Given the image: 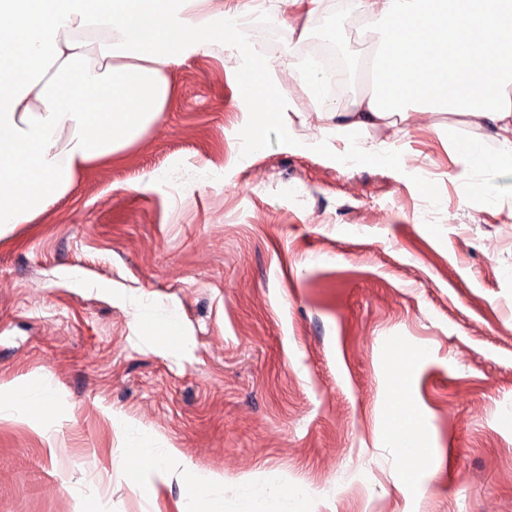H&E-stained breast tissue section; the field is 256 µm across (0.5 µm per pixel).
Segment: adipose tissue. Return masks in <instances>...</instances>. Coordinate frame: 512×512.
<instances>
[{
    "label": "adipose tissue",
    "mask_w": 512,
    "mask_h": 512,
    "mask_svg": "<svg viewBox=\"0 0 512 512\" xmlns=\"http://www.w3.org/2000/svg\"><path fill=\"white\" fill-rule=\"evenodd\" d=\"M297 21L341 10L378 34L376 78L348 105L327 103L322 143L342 162L389 157L401 132L445 112L480 130L459 152L479 171L512 167V0H289ZM253 0H0V236L68 194L87 169L136 144L168 108L167 67L206 48L209 23L243 70L262 66L237 27Z\"/></svg>",
    "instance_id": "obj_1"
}]
</instances>
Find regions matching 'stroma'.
<instances>
[{"label": "stroma", "instance_id": "35a3bbf8", "mask_svg": "<svg viewBox=\"0 0 512 512\" xmlns=\"http://www.w3.org/2000/svg\"><path fill=\"white\" fill-rule=\"evenodd\" d=\"M315 18L307 40L370 52ZM201 36L143 138L0 237V387L52 404L0 418V512H183L196 473L224 479L200 512H284L266 491L294 485L305 512H512V169L475 174L447 141L478 131L444 112L336 163L287 40L251 75ZM266 82L300 117L240 110ZM392 426L428 439L430 477ZM131 448L171 454L151 490Z\"/></svg>", "mask_w": 512, "mask_h": 512}]
</instances>
